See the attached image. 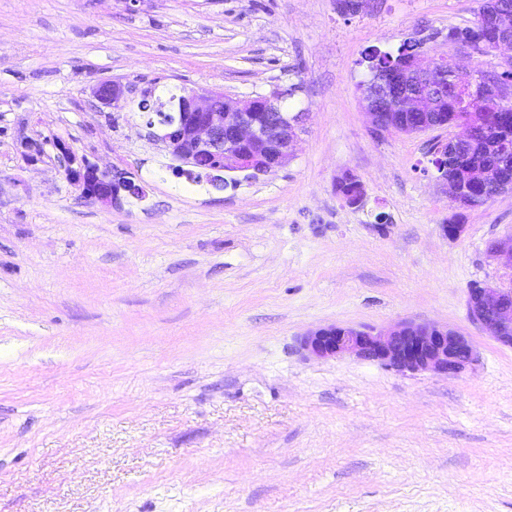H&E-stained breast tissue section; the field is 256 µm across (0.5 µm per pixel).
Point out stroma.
I'll use <instances>...</instances> for the list:
<instances>
[{
  "label": "stroma",
  "mask_w": 512,
  "mask_h": 512,
  "mask_svg": "<svg viewBox=\"0 0 512 512\" xmlns=\"http://www.w3.org/2000/svg\"><path fill=\"white\" fill-rule=\"evenodd\" d=\"M363 2L0 0V512H512V347L467 307L473 284L512 285L490 253L512 192L458 207L432 164L448 130L375 134L359 90L373 47L502 58L446 39L478 0ZM185 86L294 89L292 157L222 190L175 176L138 104ZM67 151L144 199L86 198ZM405 321L470 336L478 362L402 374L299 348ZM126 88L120 82L112 81L100 84L93 91L94 97L105 107L118 109L126 99ZM350 177H353V175L344 172L336 178V183H341L342 181ZM360 189L363 196L360 202L358 203L359 205L363 201L366 192L364 185L362 183L360 184V181L358 179H351L341 183L340 185L337 186L336 193L340 195L348 204H353L357 201L359 197Z\"/></svg>",
  "instance_id": "obj_1"
}]
</instances>
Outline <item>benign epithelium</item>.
Wrapping results in <instances>:
<instances>
[{
  "mask_svg": "<svg viewBox=\"0 0 512 512\" xmlns=\"http://www.w3.org/2000/svg\"><path fill=\"white\" fill-rule=\"evenodd\" d=\"M495 24L497 34L491 50H508L510 54L504 57L502 72L487 76L479 84L473 82L474 70L421 45L408 63L393 71L380 70L370 57H364L371 78L360 85V91L374 133L392 130L385 113L399 110L425 115V121L412 129L414 134L445 127L458 129L434 144L433 165L450 199L463 207L469 206L466 196L448 179V147L468 142L473 129L462 121L442 122L438 112L450 96L463 112L512 105V14H497ZM93 94L102 105L118 109L126 99V88L116 81L105 82ZM284 98V93L275 91L228 103L224 94L215 90H186L178 98V118L161 124L160 131L150 132L148 137L163 144L177 162L172 171L178 177L194 175L205 154L211 159L207 177L217 184L226 172L267 173L293 155L295 129L304 116L302 112L284 111ZM75 162L76 157L67 154L66 175L91 199L117 206L126 197L145 196L142 187L117 169L101 170L87 161L78 166ZM468 312L470 319L497 342L512 346V288L486 285L474 289L468 296ZM300 345L320 359L350 355L410 373L454 376L477 360L476 349L465 334L411 322L381 329L329 326L302 337Z\"/></svg>",
  "mask_w": 512,
  "mask_h": 512,
  "instance_id": "1",
  "label": "benign epithelium"
}]
</instances>
